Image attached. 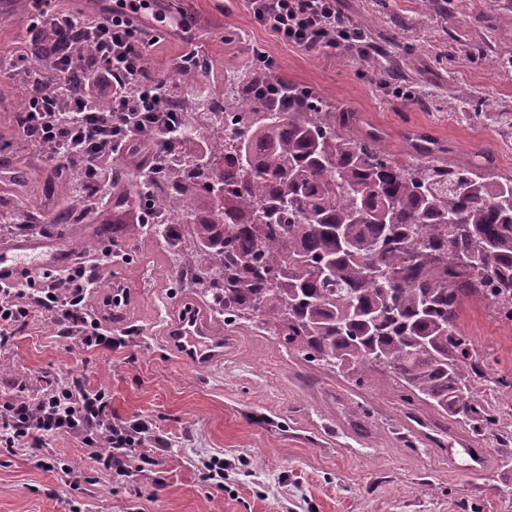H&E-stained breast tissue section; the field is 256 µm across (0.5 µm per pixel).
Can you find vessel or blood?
Listing matches in <instances>:
<instances>
[{"instance_id":"obj_1","label":"vessel or blood","mask_w":512,"mask_h":512,"mask_svg":"<svg viewBox=\"0 0 512 512\" xmlns=\"http://www.w3.org/2000/svg\"><path fill=\"white\" fill-rule=\"evenodd\" d=\"M37 254L47 267L61 268L73 259L71 250L47 239H23L0 245V281L11 282L23 267L24 257ZM168 347L196 368L223 364L224 337L209 316L196 305H186L165 326Z\"/></svg>"}]
</instances>
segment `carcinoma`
<instances>
[{"label":"carcinoma","mask_w":512,"mask_h":512,"mask_svg":"<svg viewBox=\"0 0 512 512\" xmlns=\"http://www.w3.org/2000/svg\"><path fill=\"white\" fill-rule=\"evenodd\" d=\"M62 46H21L19 58L41 63ZM242 95L240 117L221 95L204 97L206 111L227 114L235 171L192 118L149 196L206 206L190 225L197 287L306 362L383 369L410 399L494 423L470 390L478 354L458 315L477 296L512 321V178L448 166L424 135L397 159L379 136H351L328 101L263 72Z\"/></svg>","instance_id":"1"}]
</instances>
